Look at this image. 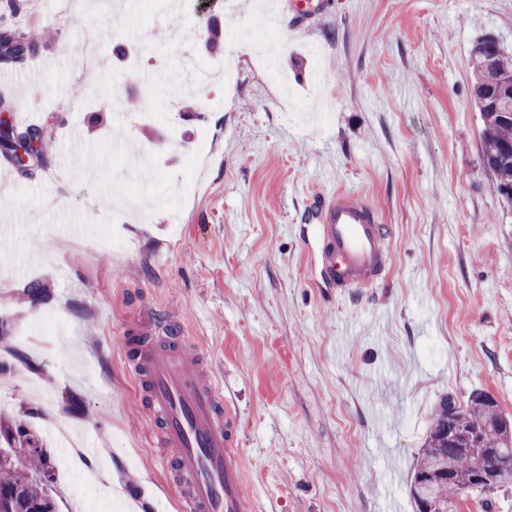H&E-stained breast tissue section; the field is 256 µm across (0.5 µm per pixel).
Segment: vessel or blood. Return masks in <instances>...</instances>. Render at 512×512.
<instances>
[{"mask_svg":"<svg viewBox=\"0 0 512 512\" xmlns=\"http://www.w3.org/2000/svg\"><path fill=\"white\" fill-rule=\"evenodd\" d=\"M321 280L345 292L380 285L389 261L386 228L364 197L339 192L315 217ZM137 340L123 346L126 369L148 411L157 447L171 449L167 467L183 512H259L246 490L236 413L211 378L203 354L180 320L146 307Z\"/></svg>","mask_w":512,"mask_h":512,"instance_id":"obj_1","label":"vessel or blood"}]
</instances>
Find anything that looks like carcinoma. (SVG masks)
I'll return each mask as SVG.
<instances>
[{
    "label": "carcinoma",
    "mask_w": 512,
    "mask_h": 512,
    "mask_svg": "<svg viewBox=\"0 0 512 512\" xmlns=\"http://www.w3.org/2000/svg\"><path fill=\"white\" fill-rule=\"evenodd\" d=\"M49 38L28 28L16 34L11 29L0 32V54L34 56L39 45ZM474 82L471 98L482 122V162L492 175L496 191L512 187V118L494 110L488 100L495 77L483 67V60L473 55ZM16 134L39 143L43 158L51 156V136L40 124L15 126ZM450 397L442 398L435 410L431 427L419 450L410 479L409 492L416 512H421L419 485L434 476V496L447 512H457L458 500L470 489L494 490L497 472L512 466V429L505 423L497 401L485 392L474 393L468 403L448 406ZM14 421L0 417V512H57L56 471L50 453L40 437L23 427L13 429ZM477 433V442L467 451L462 445L445 443L441 432L449 425ZM480 463L488 481L473 480V466Z\"/></svg>",
    "instance_id": "cac0c4a2"
}]
</instances>
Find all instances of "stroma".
<instances>
[{
  "instance_id": "35a3bbf8",
  "label": "stroma",
  "mask_w": 512,
  "mask_h": 512,
  "mask_svg": "<svg viewBox=\"0 0 512 512\" xmlns=\"http://www.w3.org/2000/svg\"><path fill=\"white\" fill-rule=\"evenodd\" d=\"M30 0L27 27L55 35L25 66H0V96L36 109L49 169L0 180V415L35 429L56 470L55 426L85 446L93 479L58 483L59 512H181L164 449L123 360L144 304L181 320L237 413L247 488L260 512H416L409 484L443 396L485 391L512 417V206L481 162L472 49L512 52V0H325L266 65L252 35L235 81L216 69L259 0H200L181 25L151 0ZM136 16L152 86L83 69L72 42ZM97 85V104L76 93ZM155 115L114 127L113 98ZM209 101L206 124L182 120ZM95 150L75 165L65 124ZM158 149L165 167L132 154ZM63 170L54 181L50 170ZM363 195L388 226L376 288L320 280L302 226L315 203ZM38 280L52 298L21 288ZM39 416H27L29 406Z\"/></svg>"
}]
</instances>
